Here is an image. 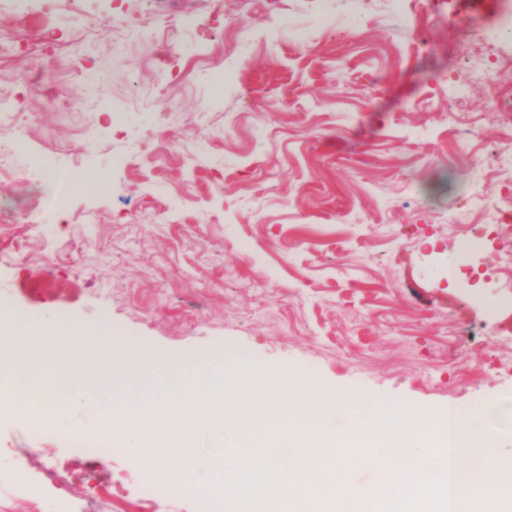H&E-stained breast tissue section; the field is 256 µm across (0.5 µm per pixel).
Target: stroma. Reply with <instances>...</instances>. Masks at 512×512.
I'll list each match as a JSON object with an SVG mask.
<instances>
[{"label":"stroma","mask_w":512,"mask_h":512,"mask_svg":"<svg viewBox=\"0 0 512 512\" xmlns=\"http://www.w3.org/2000/svg\"><path fill=\"white\" fill-rule=\"evenodd\" d=\"M350 9L0 0V304L139 338L152 385L236 354L432 420L512 407V242L479 240L512 189V0H408L403 26L392 0ZM47 161L106 188L47 206ZM69 420L39 438L0 412V512H205L196 487L144 499L129 450L86 455L97 410ZM23 465L62 483L16 500Z\"/></svg>","instance_id":"obj_1"}]
</instances>
